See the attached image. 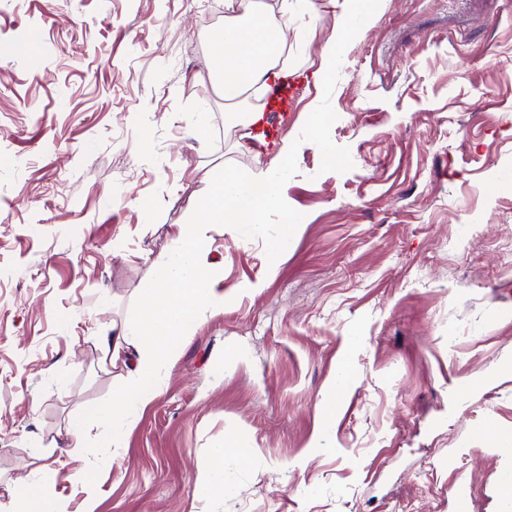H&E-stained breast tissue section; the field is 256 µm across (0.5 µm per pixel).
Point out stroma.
<instances>
[{"mask_svg": "<svg viewBox=\"0 0 512 512\" xmlns=\"http://www.w3.org/2000/svg\"><path fill=\"white\" fill-rule=\"evenodd\" d=\"M313 2L262 148L210 66L226 0H0V512L35 472L69 512L79 472L97 512H512V0ZM228 167L286 207L204 225L224 307L113 448L99 337ZM222 446L231 495L201 496ZM299 82V77L292 75L281 78L277 83L271 85L268 102L262 117L263 128L260 131L265 141L269 137L270 130L283 123L288 119V114L295 110L300 92H298ZM350 382V370L343 366L338 385L334 387L319 404V414L323 422L330 423L336 415V399Z\"/></svg>", "mask_w": 512, "mask_h": 512, "instance_id": "obj_1", "label": "stroma"}]
</instances>
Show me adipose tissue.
<instances>
[{"mask_svg": "<svg viewBox=\"0 0 512 512\" xmlns=\"http://www.w3.org/2000/svg\"><path fill=\"white\" fill-rule=\"evenodd\" d=\"M276 16H233L209 37L212 65L220 72V89L231 100L258 83H266L275 60L273 39L281 38ZM277 183L270 176L242 179L232 169L198 202L189 222L181 225L174 247L157 261L158 273L138 290L136 320L103 335L110 361H126L128 378L98 416L112 428V445H123L126 429L161 390L185 336L206 312L222 305L221 271L209 259V243L201 227L223 225L237 233L241 225L260 232L261 216L277 207ZM12 512H68L65 503L42 481L26 480L11 489Z\"/></svg>", "mask_w": 512, "mask_h": 512, "instance_id": "adipose-tissue-1", "label": "adipose tissue"}]
</instances>
